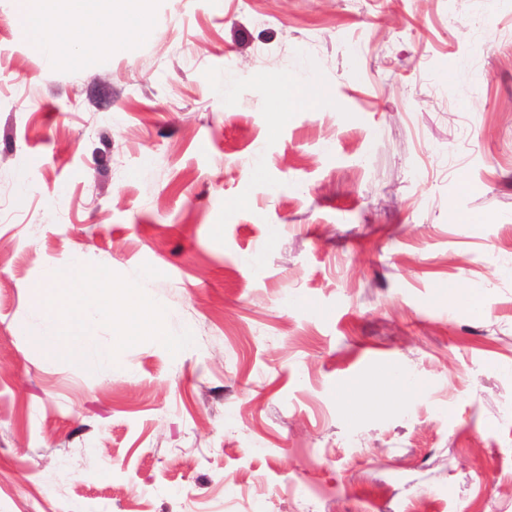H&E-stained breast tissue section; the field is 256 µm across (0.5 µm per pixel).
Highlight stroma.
<instances>
[{
	"mask_svg": "<svg viewBox=\"0 0 512 512\" xmlns=\"http://www.w3.org/2000/svg\"><path fill=\"white\" fill-rule=\"evenodd\" d=\"M15 11L0 512H512V0H152L91 69ZM75 261L152 265L193 345L48 353L32 290ZM395 403V396H392L380 389L373 388L366 391L360 397L352 400L349 407H356L360 412H365L370 408L378 405L393 406Z\"/></svg>",
	"mask_w": 512,
	"mask_h": 512,
	"instance_id": "1",
	"label": "stroma"
}]
</instances>
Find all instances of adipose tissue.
I'll use <instances>...</instances> for the list:
<instances>
[{"label":"adipose tissue","instance_id":"1","mask_svg":"<svg viewBox=\"0 0 512 512\" xmlns=\"http://www.w3.org/2000/svg\"><path fill=\"white\" fill-rule=\"evenodd\" d=\"M12 22L36 45L58 53L72 52L88 29L109 33L99 50L81 55L85 67H94L100 52L112 50L146 35L151 23V0H19Z\"/></svg>","mask_w":512,"mask_h":512}]
</instances>
